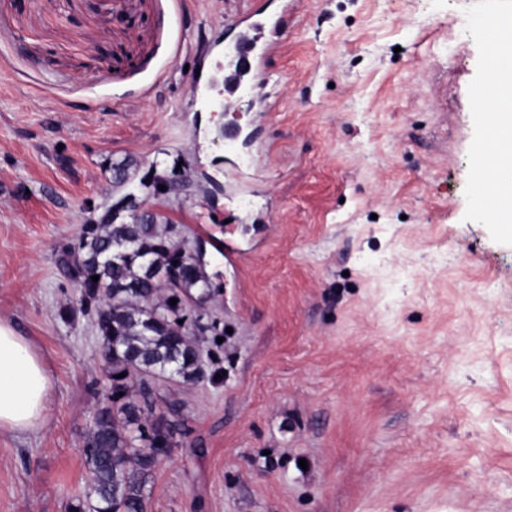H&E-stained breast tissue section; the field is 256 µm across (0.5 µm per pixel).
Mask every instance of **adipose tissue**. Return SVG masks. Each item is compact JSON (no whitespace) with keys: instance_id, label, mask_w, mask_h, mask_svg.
Here are the masks:
<instances>
[{"instance_id":"ef3b65f1","label":"adipose tissue","mask_w":512,"mask_h":512,"mask_svg":"<svg viewBox=\"0 0 512 512\" xmlns=\"http://www.w3.org/2000/svg\"><path fill=\"white\" fill-rule=\"evenodd\" d=\"M496 92L484 113L491 135L481 183L498 200L497 218L512 229V32L499 40ZM51 378L31 343L12 323L0 319V431L16 435L37 431L46 421Z\"/></svg>"}]
</instances>
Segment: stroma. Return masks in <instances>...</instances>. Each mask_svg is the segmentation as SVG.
Masks as SVG:
<instances>
[{
	"instance_id": "35a3bbf8",
	"label": "stroma",
	"mask_w": 512,
	"mask_h": 512,
	"mask_svg": "<svg viewBox=\"0 0 512 512\" xmlns=\"http://www.w3.org/2000/svg\"><path fill=\"white\" fill-rule=\"evenodd\" d=\"M257 3L0 0V318L52 381L39 431L0 432V512L87 488L106 371L89 318L59 314L76 292L55 258L127 158L203 243L226 330L206 379L149 381L176 432L147 512H512V235L475 173L512 0H298L269 117L214 115L193 79L222 94ZM160 176L179 191L149 196Z\"/></svg>"
}]
</instances>
